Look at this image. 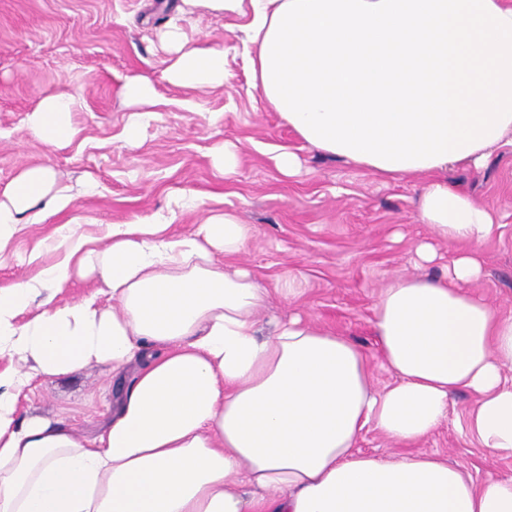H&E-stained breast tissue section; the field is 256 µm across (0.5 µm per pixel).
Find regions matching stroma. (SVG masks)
<instances>
[{
	"instance_id": "stroma-1",
	"label": "stroma",
	"mask_w": 512,
	"mask_h": 512,
	"mask_svg": "<svg viewBox=\"0 0 512 512\" xmlns=\"http://www.w3.org/2000/svg\"><path fill=\"white\" fill-rule=\"evenodd\" d=\"M180 0H0V189L26 165L50 163L69 207L29 226L11 254L0 257V289L29 280L55 264L58 252L32 251L58 223L75 220L79 232L102 236L106 225L171 221L175 234L191 232L205 210L184 213L181 191L201 196L206 208L236 212L253 225L246 249L228 265L247 268L272 289L269 312L299 313L356 342L378 384L392 382L382 365L370 320L379 288L415 274L414 248L429 238L417 221L419 181L386 180L306 147L250 85L245 28L251 12H195L182 22L192 45L224 50L228 84L195 91L173 86L162 74L170 63L160 34ZM150 75L158 103L136 143L124 137L135 110L120 91L126 77ZM70 93L81 102L77 138L57 149L27 130L31 110L45 96ZM236 144L240 164L227 176L215 149ZM294 150L302 167L294 176L276 167L280 148ZM458 189L498 212L500 225L481 246L484 276L476 290L503 315L512 314V145L481 165L449 170ZM297 277L302 294L288 303L278 284ZM120 383L108 364L93 363L67 377L31 374L18 391L19 418L55 417L85 437L97 436L112 415ZM469 393L453 397L449 419L431 436L403 445L366 429L362 452L388 457L437 453L475 480L512 476V457L490 458L466 430Z\"/></svg>"
}]
</instances>
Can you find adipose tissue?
<instances>
[{
    "instance_id": "obj_1",
    "label": "adipose tissue",
    "mask_w": 512,
    "mask_h": 512,
    "mask_svg": "<svg viewBox=\"0 0 512 512\" xmlns=\"http://www.w3.org/2000/svg\"><path fill=\"white\" fill-rule=\"evenodd\" d=\"M250 7L254 88L301 141L385 178L423 176L420 262L441 278L380 288L372 327L392 383L377 385L351 339L294 314L264 320L270 293L227 269L253 225L209 210L190 234L165 220L112 224L99 246L73 225L41 245L60 259L0 289V512H512V477L477 481L435 454L382 458L365 427L395 442L432 434L452 396L472 394L467 430L512 456V316L471 287L492 213L452 186L449 165L512 144V0H183ZM162 42L164 78L192 90L228 82L223 50L187 46L179 19ZM79 100L43 97L30 135L63 148ZM46 163L0 189V256L28 226L68 208ZM109 295L55 304L72 277ZM136 373L97 437L61 419H18L27 365L70 375L91 362Z\"/></svg>"
}]
</instances>
